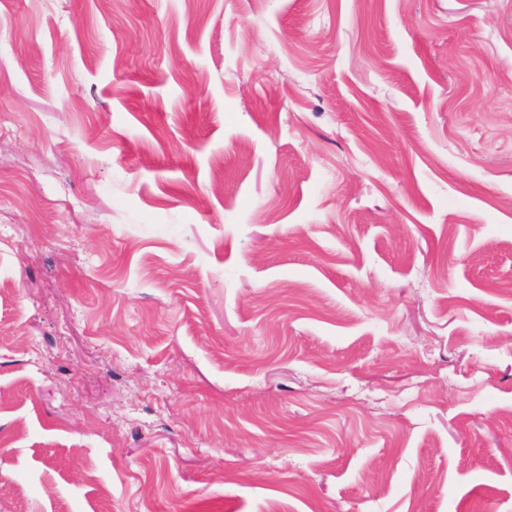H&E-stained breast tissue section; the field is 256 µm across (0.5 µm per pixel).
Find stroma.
<instances>
[{"label":"stroma","mask_w":512,"mask_h":512,"mask_svg":"<svg viewBox=\"0 0 512 512\" xmlns=\"http://www.w3.org/2000/svg\"><path fill=\"white\" fill-rule=\"evenodd\" d=\"M512 512V0H0V512Z\"/></svg>","instance_id":"1"}]
</instances>
